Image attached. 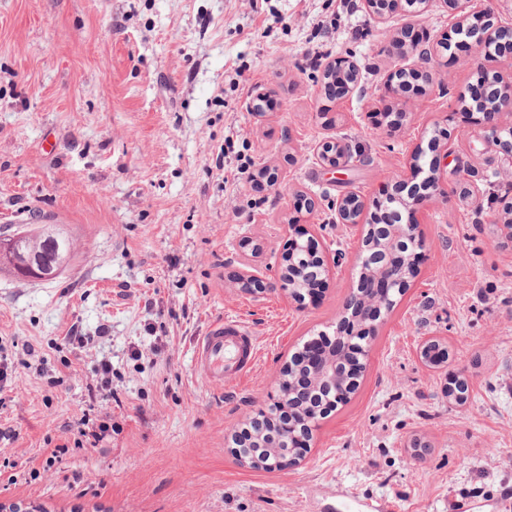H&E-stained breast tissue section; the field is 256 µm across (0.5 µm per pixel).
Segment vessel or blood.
Instances as JSON below:
<instances>
[{"mask_svg": "<svg viewBox=\"0 0 512 512\" xmlns=\"http://www.w3.org/2000/svg\"><path fill=\"white\" fill-rule=\"evenodd\" d=\"M254 337L241 322L225 319L213 322L197 343L195 370L216 385L245 375L257 362Z\"/></svg>", "mask_w": 512, "mask_h": 512, "instance_id": "obj_1", "label": "vessel or blood"}]
</instances>
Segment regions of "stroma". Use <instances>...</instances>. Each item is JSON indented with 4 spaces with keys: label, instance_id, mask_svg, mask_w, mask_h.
Returning <instances> with one entry per match:
<instances>
[{
    "label": "stroma",
    "instance_id": "obj_1",
    "mask_svg": "<svg viewBox=\"0 0 512 512\" xmlns=\"http://www.w3.org/2000/svg\"><path fill=\"white\" fill-rule=\"evenodd\" d=\"M459 19L442 0H398L383 24L364 0H0V239L53 224L74 250L54 279L0 272V503L512 512V159L461 103L480 72L511 86L512 54L454 46L425 95L395 101L386 85L392 39L410 29L434 45ZM308 54L356 63L359 91L329 97ZM260 92L274 107L256 114ZM437 129L453 133L447 177L417 207L418 274L375 325L359 390L299 465L241 466L233 434L277 397L291 354L335 332L357 286L365 230L337 223L333 202L411 180ZM336 140L363 162L328 171L319 148ZM299 194L316 207L297 223ZM299 229L330 261L302 306L269 287ZM247 269L267 291L238 288ZM221 318L249 327L259 360L219 386L192 352ZM429 339L448 351L435 367L420 357ZM83 418L109 423L98 445L79 444Z\"/></svg>",
    "mask_w": 512,
    "mask_h": 512
}]
</instances>
